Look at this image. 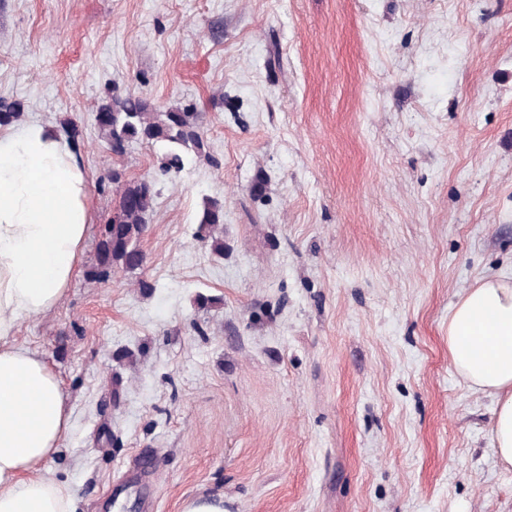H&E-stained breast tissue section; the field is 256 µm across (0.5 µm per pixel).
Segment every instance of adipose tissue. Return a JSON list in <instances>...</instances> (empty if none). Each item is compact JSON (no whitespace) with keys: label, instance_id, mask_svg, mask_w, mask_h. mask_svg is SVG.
Returning <instances> with one entry per match:
<instances>
[{"label":"adipose tissue","instance_id":"obj_1","mask_svg":"<svg viewBox=\"0 0 512 512\" xmlns=\"http://www.w3.org/2000/svg\"><path fill=\"white\" fill-rule=\"evenodd\" d=\"M90 226L80 161L63 136L33 123L0 128V512H73L71 492L42 471L70 421L60 381L15 331L52 309ZM462 380L496 398L492 432L512 470V278L465 290L448 319Z\"/></svg>","mask_w":512,"mask_h":512}]
</instances>
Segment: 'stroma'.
Returning <instances> with one entry per match:
<instances>
[{
    "label": "stroma",
    "instance_id": "35a3bbf8",
    "mask_svg": "<svg viewBox=\"0 0 512 512\" xmlns=\"http://www.w3.org/2000/svg\"><path fill=\"white\" fill-rule=\"evenodd\" d=\"M133 92L200 112L203 157L114 155L94 111ZM0 99L88 176L78 269L15 332L64 389L75 512H512L448 357L464 290L512 276V0H0ZM112 168L156 181L147 263L93 283ZM196 237L216 254H224V206L209 201L200 217ZM181 512H224V498L198 495L187 499Z\"/></svg>",
    "mask_w": 512,
    "mask_h": 512
}]
</instances>
